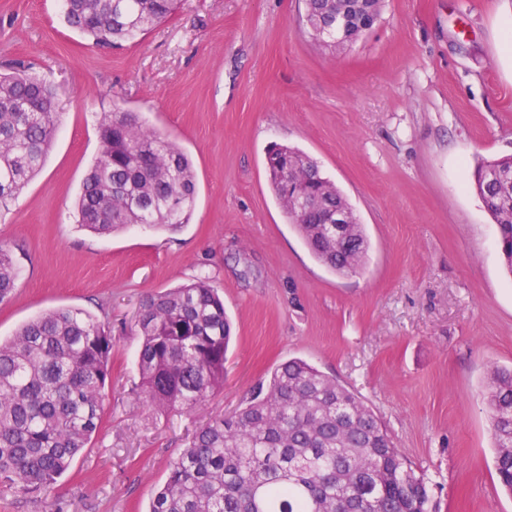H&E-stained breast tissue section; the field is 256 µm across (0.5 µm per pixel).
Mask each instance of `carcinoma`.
Listing matches in <instances>:
<instances>
[{"mask_svg":"<svg viewBox=\"0 0 512 512\" xmlns=\"http://www.w3.org/2000/svg\"><path fill=\"white\" fill-rule=\"evenodd\" d=\"M178 0H68L67 26L95 44L133 42L167 19ZM382 0H306L302 25L325 46L336 35L352 43L378 19ZM341 32H336V28ZM56 92L18 70L0 73V214L10 209L44 166L59 127ZM99 150L76 201L77 223L97 235L131 224L175 232L197 199L190 158L167 135L130 111L101 114ZM314 197L302 212L288 204L284 176ZM269 183L315 256L337 273L365 264L369 240L359 222L338 242L324 224L353 208L317 162L273 145ZM475 185L497 225L504 264L512 273V157L482 162ZM17 270L0 240V304L11 300ZM141 339L139 374L146 402L167 412L192 410L224 388L230 326L209 278L147 296L135 316ZM112 334L74 309L44 311L0 341V482L44 496L100 428L109 379ZM485 403L495 440L494 467L512 495V368H493ZM424 479L404 465L372 410L354 393L300 359L276 368L266 389L227 418L194 434L169 465L148 512H430Z\"/></svg>","mask_w":512,"mask_h":512,"instance_id":"obj_1","label":"carcinoma"}]
</instances>
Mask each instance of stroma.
Instances as JSON below:
<instances>
[{
    "label": "stroma",
    "mask_w": 512,
    "mask_h": 512,
    "mask_svg": "<svg viewBox=\"0 0 512 512\" xmlns=\"http://www.w3.org/2000/svg\"><path fill=\"white\" fill-rule=\"evenodd\" d=\"M303 12L304 0H180L138 42L107 48L69 28L59 0H0V70L29 64L62 114L42 172L0 217L19 272L0 339L58 308L112 331L90 447L49 501L0 487V512H147L196 428L291 358L360 397L439 512H512L485 404L490 370L512 366V275L473 184L479 163L512 155V65L497 47L512 0H384L336 49L303 33ZM115 108L191 156L198 195L179 231L76 224L97 116ZM275 143L347 197L370 241L362 270L335 274L289 224L265 167ZM200 276L232 323L224 389L168 417L139 394L131 326L146 295Z\"/></svg>",
    "instance_id": "stroma-1"
}]
</instances>
